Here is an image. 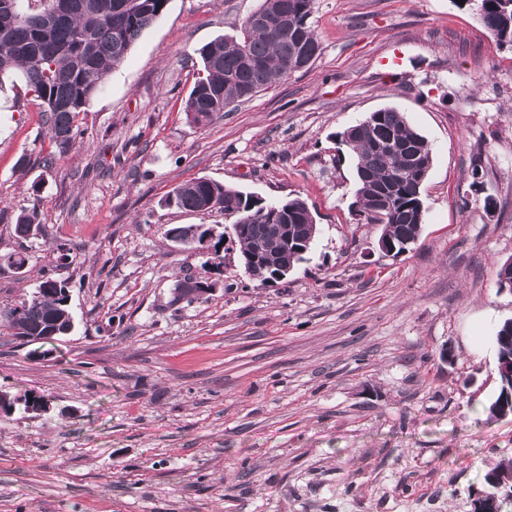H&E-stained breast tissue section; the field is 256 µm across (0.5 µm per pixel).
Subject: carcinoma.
I'll use <instances>...</instances> for the list:
<instances>
[{"mask_svg":"<svg viewBox=\"0 0 512 512\" xmlns=\"http://www.w3.org/2000/svg\"><path fill=\"white\" fill-rule=\"evenodd\" d=\"M23 0H0V16L12 14L0 29V76L14 70L23 72L27 88L45 106L51 138L62 149L72 146L80 135L77 115L100 88L106 76L118 66L144 30L164 13L168 0H139L134 16L116 25V0H73L75 8L61 23L39 38L36 36L40 11L50 0H38L40 9L22 7ZM483 25L500 44L512 45V0H477ZM314 0H262L258 11L286 12L294 27L280 38L242 24L237 36L217 38L199 49L201 68L185 101L186 119L196 126L210 123L227 106L248 100L256 93L283 80L292 72V61L302 55L318 57L321 44L311 22ZM341 135L357 158L355 191L358 215L367 224H382L395 243L419 237L425 221L421 196L412 191L417 172L432 158L426 139L394 108L375 111L371 123L359 122ZM166 203L186 211L200 212L209 206L235 212L240 231L236 238L242 254L263 248L277 253L281 244L271 234L273 224L296 225V233L307 237L309 207L300 198L284 202L255 201L250 195L206 178L174 187ZM40 227L36 211H23L13 232L27 239L30 227ZM24 313L17 320L3 319L9 331L18 328L31 333L67 325L71 314L64 282L43 275L37 291L20 302ZM508 324L498 330V360L512 358ZM500 391L489 407L492 418L500 417L505 401L512 397V379L499 376ZM512 467V460L498 462L486 481L498 498V507L512 501V485L499 487L498 478Z\"/></svg>","mask_w":512,"mask_h":512,"instance_id":"obj_1","label":"carcinoma"}]
</instances>
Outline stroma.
<instances>
[{
    "mask_svg": "<svg viewBox=\"0 0 512 512\" xmlns=\"http://www.w3.org/2000/svg\"><path fill=\"white\" fill-rule=\"evenodd\" d=\"M261 2L169 0L69 150L22 75L0 78V255L28 258L0 264V306L50 271L74 317L47 343L0 327V392L51 402L0 414V512H473L512 458V415L488 413L512 320V46L459 0H315L310 66L189 123L199 49ZM384 107L433 156L422 233L396 256L337 138ZM201 177L306 200L319 232L286 280L245 273L223 212L166 205ZM32 208L42 236L14 239ZM189 224L225 232L223 267L168 238ZM187 277L218 289L172 303Z\"/></svg>",
    "mask_w": 512,
    "mask_h": 512,
    "instance_id": "stroma-1",
    "label": "stroma"
}]
</instances>
